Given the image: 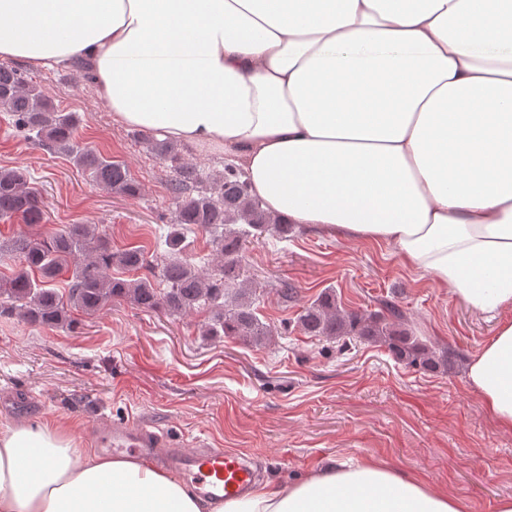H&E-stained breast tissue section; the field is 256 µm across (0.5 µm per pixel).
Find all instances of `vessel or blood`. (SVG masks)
Returning a JSON list of instances; mask_svg holds the SVG:
<instances>
[{
    "instance_id": "b4317fda",
    "label": "vessel or blood",
    "mask_w": 512,
    "mask_h": 512,
    "mask_svg": "<svg viewBox=\"0 0 512 512\" xmlns=\"http://www.w3.org/2000/svg\"><path fill=\"white\" fill-rule=\"evenodd\" d=\"M97 436L101 447L110 451H133L144 456L168 452L171 463L210 498L239 495L255 480V472L243 454L203 443L191 449L173 448L163 432L143 422L108 423L99 427Z\"/></svg>"
}]
</instances>
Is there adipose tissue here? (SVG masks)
<instances>
[{
	"label": "adipose tissue",
	"mask_w": 512,
	"mask_h": 512,
	"mask_svg": "<svg viewBox=\"0 0 512 512\" xmlns=\"http://www.w3.org/2000/svg\"><path fill=\"white\" fill-rule=\"evenodd\" d=\"M0 59L85 62L119 122L241 165L291 224L394 247L498 319L468 381L512 429V0H0ZM0 512H469L374 459L200 497L61 423L0 431Z\"/></svg>",
	"instance_id": "adipose-tissue-1"
}]
</instances>
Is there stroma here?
I'll return each mask as SVG.
<instances>
[{
    "mask_svg": "<svg viewBox=\"0 0 512 512\" xmlns=\"http://www.w3.org/2000/svg\"><path fill=\"white\" fill-rule=\"evenodd\" d=\"M16 69L59 111L76 116L81 145L125 165L140 188L131 198L94 185L71 158L34 143L0 112V169L24 172L39 190L45 220L34 233L93 224L113 249L161 255L158 238L175 212L173 172L151 151V131L114 119L84 67ZM242 269L274 331L261 347L203 335L206 309L179 316L115 300L93 315L74 313L68 329L0 314V430L65 421L92 448L96 426L140 417L174 446L203 441L255 456L259 478L285 484L332 460L373 457L463 498L470 512H495L512 497V431L467 378L495 321L404 266L393 247L331 228L298 224L287 240L251 241ZM282 280L297 286V300L280 299ZM328 288L349 309L398 305L414 335L452 354L453 368L428 372L382 344L304 335L297 313Z\"/></svg>",
    "mask_w": 512,
    "mask_h": 512,
    "instance_id": "1",
    "label": "stroma"
}]
</instances>
